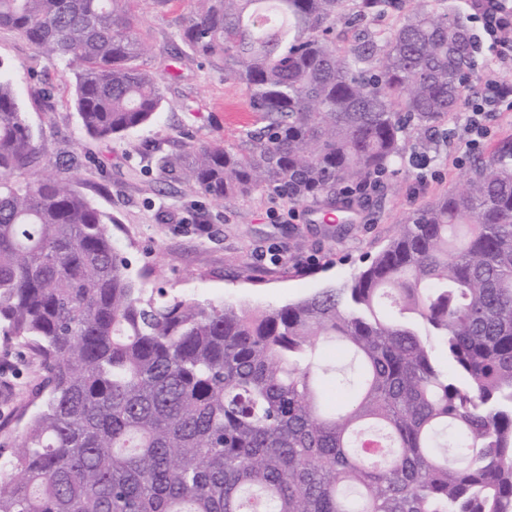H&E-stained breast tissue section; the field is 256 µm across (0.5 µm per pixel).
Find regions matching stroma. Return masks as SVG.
<instances>
[{"mask_svg":"<svg viewBox=\"0 0 512 512\" xmlns=\"http://www.w3.org/2000/svg\"><path fill=\"white\" fill-rule=\"evenodd\" d=\"M479 46L475 89L487 70L512 80V67L493 65L495 54L471 0H454ZM192 0L138 7L137 30L152 46L148 68L163 81L164 112L149 124L100 140L81 128L73 87L58 64L40 56L14 31L0 27V62L19 93L42 161L59 163L61 176L96 207L111 213L108 230L124 251L129 272L145 288L181 300L280 307L346 280L365 257L382 250L404 218L426 202L464 187L475 159L512 138V111L492 113L490 134L470 143L466 117L448 123L447 137L410 134L414 146L395 172L364 196L348 224L333 222L326 202L293 204L259 190L233 202L186 195L157 168L141 145L165 151L183 142L234 145L255 123L247 91L225 81L223 70L192 55L179 31ZM39 360L26 349L0 346V447L22 441L31 393L43 381Z\"/></svg>","mask_w":512,"mask_h":512,"instance_id":"obj_1","label":"stroma"}]
</instances>
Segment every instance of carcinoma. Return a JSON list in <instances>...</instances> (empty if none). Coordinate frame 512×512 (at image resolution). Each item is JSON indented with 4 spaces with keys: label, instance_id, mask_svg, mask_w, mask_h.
Here are the masks:
<instances>
[{
    "label": "carcinoma",
    "instance_id": "obj_1",
    "mask_svg": "<svg viewBox=\"0 0 512 512\" xmlns=\"http://www.w3.org/2000/svg\"><path fill=\"white\" fill-rule=\"evenodd\" d=\"M134 2L0 0V27L74 77L95 137L164 108ZM436 2L193 0L181 41L261 126L143 151L191 195L353 201L410 126L439 134L474 93L477 39ZM350 10L403 20L341 49ZM111 222L41 163L0 63V338L45 371L24 440L0 448V512H512V139L349 280L278 308L144 288ZM321 340L355 360L343 411L318 405Z\"/></svg>",
    "mask_w": 512,
    "mask_h": 512
}]
</instances>
